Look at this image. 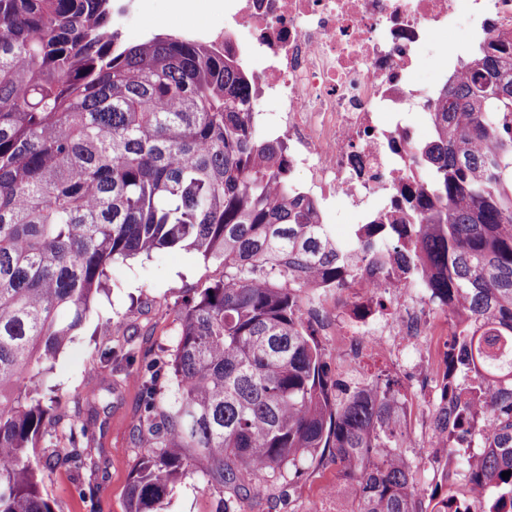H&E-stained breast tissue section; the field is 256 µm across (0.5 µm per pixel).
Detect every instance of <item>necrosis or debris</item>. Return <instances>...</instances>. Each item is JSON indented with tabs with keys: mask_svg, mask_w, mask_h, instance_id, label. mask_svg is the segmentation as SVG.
<instances>
[{
	"mask_svg": "<svg viewBox=\"0 0 512 512\" xmlns=\"http://www.w3.org/2000/svg\"><path fill=\"white\" fill-rule=\"evenodd\" d=\"M224 0V45L249 73L254 103L275 100L278 115L259 114L266 136L286 146L289 172L304 171L303 191L318 217L341 200L363 224L399 219L400 191L420 175L409 113L432 117L439 86L424 88L409 74L421 45L435 32L467 20L470 45L512 38V0ZM354 301L334 318L313 310L311 319L336 336L346 357L342 371L358 377L366 356L401 365L407 347L421 367L406 372L415 388L402 411L411 438L430 444L420 412L445 371L444 353L432 339V309L425 289L404 287L399 263L364 257L350 268ZM392 308L377 306L383 296Z\"/></svg>",
	"mask_w": 512,
	"mask_h": 512,
	"instance_id": "4bbe7bcc",
	"label": "necrosis or debris"
}]
</instances>
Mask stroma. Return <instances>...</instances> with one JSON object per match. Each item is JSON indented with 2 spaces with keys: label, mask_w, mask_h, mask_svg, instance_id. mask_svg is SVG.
<instances>
[{
  "label": "stroma",
  "mask_w": 512,
  "mask_h": 512,
  "mask_svg": "<svg viewBox=\"0 0 512 512\" xmlns=\"http://www.w3.org/2000/svg\"><path fill=\"white\" fill-rule=\"evenodd\" d=\"M224 12L217 0L209 6L176 11L172 0H146L122 32L131 44L152 34H191L198 30L220 33ZM221 261L204 259L196 251L178 248L114 263L106 291L95 294L93 313L85 327L52 361L47 377L59 401L53 415L91 422L95 470L76 474L58 469L46 474L43 493L55 512H89L78 485L97 487L100 512H126L131 477L142 454L133 437L139 396L138 372L149 360L172 353L178 341L179 315L194 289L222 282ZM134 348V362L123 360ZM119 354L106 364L105 349ZM96 389L101 399L87 407L84 397ZM336 482L335 467H327L300 483L292 496L280 487L265 490L251 512H308L320 504L324 512H348V497H331L326 490ZM214 502L195 475H187L163 512H212Z\"/></svg>",
  "instance_id": "35a3bbf8"
}]
</instances>
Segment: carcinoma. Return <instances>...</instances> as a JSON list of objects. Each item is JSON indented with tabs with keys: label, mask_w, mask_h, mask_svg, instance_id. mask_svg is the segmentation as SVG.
Returning a JSON list of instances; mask_svg holds the SVG:
<instances>
[{
	"label": "carcinoma",
	"mask_w": 512,
	"mask_h": 512,
	"mask_svg": "<svg viewBox=\"0 0 512 512\" xmlns=\"http://www.w3.org/2000/svg\"><path fill=\"white\" fill-rule=\"evenodd\" d=\"M115 0H0V512H54L44 474L94 470L90 428L28 459L47 430L45 365L85 323L112 263L188 247L224 263L180 313L171 358L139 372L144 449L127 512H161L190 471L215 512L336 466L352 512H448L418 497L386 379L328 375L305 301L349 288L353 251L288 198L285 146L255 126L249 82L190 36L127 44ZM446 86L434 170L405 223L378 225L413 281L448 310L449 370L465 393L432 412V455L473 485V512L512 505V46L490 42ZM481 449L477 463L468 449Z\"/></svg>",
	"instance_id": "carcinoma-1"
}]
</instances>
